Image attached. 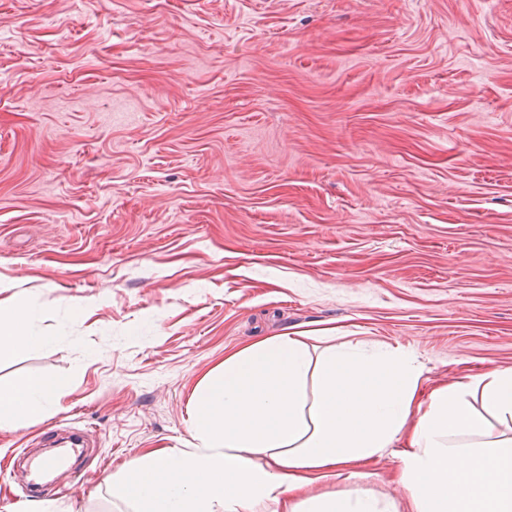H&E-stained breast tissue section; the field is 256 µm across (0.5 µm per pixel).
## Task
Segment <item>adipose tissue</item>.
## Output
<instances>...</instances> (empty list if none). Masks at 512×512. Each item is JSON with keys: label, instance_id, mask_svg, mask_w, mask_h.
<instances>
[{"label": "adipose tissue", "instance_id": "adipose-tissue-1", "mask_svg": "<svg viewBox=\"0 0 512 512\" xmlns=\"http://www.w3.org/2000/svg\"><path fill=\"white\" fill-rule=\"evenodd\" d=\"M35 307L0 299V360L42 348ZM292 331L225 353L194 384L184 448H159L112 475L131 512H398L364 488L322 480L398 448L411 512H512V368L428 385L410 350ZM63 382H0V430L60 403Z\"/></svg>", "mask_w": 512, "mask_h": 512}]
</instances>
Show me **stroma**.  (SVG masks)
Listing matches in <instances>:
<instances>
[{"label": "stroma", "mask_w": 512, "mask_h": 512, "mask_svg": "<svg viewBox=\"0 0 512 512\" xmlns=\"http://www.w3.org/2000/svg\"><path fill=\"white\" fill-rule=\"evenodd\" d=\"M0 280L52 338L0 381H65L0 431V512L69 431L83 482L40 499L131 512L113 472L180 447L192 383L268 336L512 367V0H0ZM397 470L313 491L409 512Z\"/></svg>", "instance_id": "1"}]
</instances>
